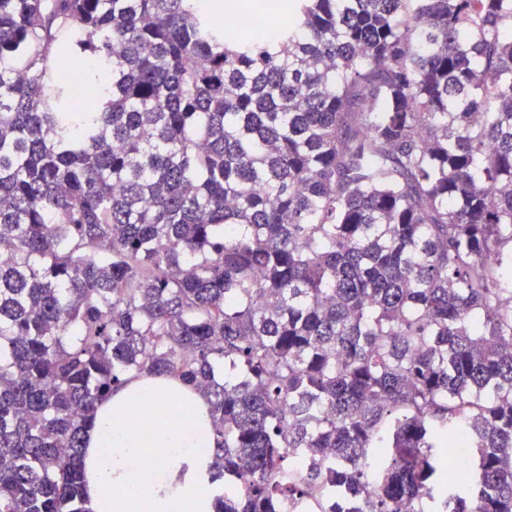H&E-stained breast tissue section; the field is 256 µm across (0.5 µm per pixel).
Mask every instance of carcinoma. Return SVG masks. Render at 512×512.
I'll return each mask as SVG.
<instances>
[{
  "instance_id": "obj_1",
  "label": "carcinoma",
  "mask_w": 512,
  "mask_h": 512,
  "mask_svg": "<svg viewBox=\"0 0 512 512\" xmlns=\"http://www.w3.org/2000/svg\"><path fill=\"white\" fill-rule=\"evenodd\" d=\"M281 8L0 0V512H90L140 375L217 512H512V0Z\"/></svg>"
}]
</instances>
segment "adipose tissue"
Segmentation results:
<instances>
[{
	"label": "adipose tissue",
	"instance_id": "obj_1",
	"mask_svg": "<svg viewBox=\"0 0 512 512\" xmlns=\"http://www.w3.org/2000/svg\"><path fill=\"white\" fill-rule=\"evenodd\" d=\"M206 396L140 376L96 410L83 450L91 512H216Z\"/></svg>",
	"mask_w": 512,
	"mask_h": 512
}]
</instances>
